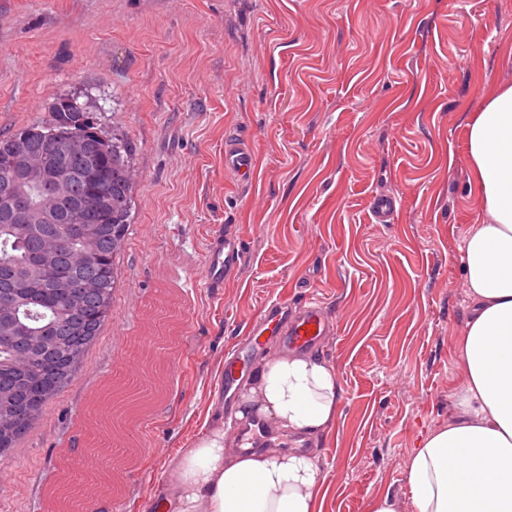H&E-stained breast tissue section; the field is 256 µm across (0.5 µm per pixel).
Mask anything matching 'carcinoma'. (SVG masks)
<instances>
[{
    "label": "carcinoma",
    "mask_w": 512,
    "mask_h": 512,
    "mask_svg": "<svg viewBox=\"0 0 512 512\" xmlns=\"http://www.w3.org/2000/svg\"><path fill=\"white\" fill-rule=\"evenodd\" d=\"M73 112L54 113L51 129L79 138V154L68 159L70 177L58 185L30 181L13 183L11 148L15 135L0 137V197L16 195L18 203L30 209L53 213L49 224H21L0 208V288L21 281L20 315L32 336H47L53 342L50 360L23 361L17 350L0 346V446L10 454L22 436L39 420L44 407L75 379L85 354L98 338L112 314L117 282V258L131 224L133 175L131 151L123 136L83 134ZM31 149L50 165L61 156L57 144L47 138L48 129L27 126ZM98 164L106 174L103 193L88 194L79 171ZM94 213L100 205H112L109 224L91 221L82 232L60 236V253L54 268L35 265V255L48 238L61 232L63 218L74 205ZM95 276L106 283L97 299L86 300L80 310L69 308L81 278Z\"/></svg>",
    "instance_id": "cac0c4a2"
}]
</instances>
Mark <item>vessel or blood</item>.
<instances>
[{
    "label": "vessel or blood",
    "instance_id": "1",
    "mask_svg": "<svg viewBox=\"0 0 512 512\" xmlns=\"http://www.w3.org/2000/svg\"><path fill=\"white\" fill-rule=\"evenodd\" d=\"M252 149L247 142L233 140L224 146V167L236 179L249 178L252 172ZM243 257L239 238L230 232L218 229L211 235L203 282L205 287L219 289L225 279L238 271ZM330 320L316 299L308 298L297 310H289L287 300H280L264 308L246 336L236 345L232 355L224 363V384L233 387L247 374L245 361L262 349L269 337H276L282 349L308 351L314 349L324 336L330 334ZM238 445L262 448L269 445L275 431L265 421H254L246 426L239 422L229 426Z\"/></svg>",
    "mask_w": 512,
    "mask_h": 512
}]
</instances>
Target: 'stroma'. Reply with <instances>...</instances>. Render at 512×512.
<instances>
[{
    "mask_svg": "<svg viewBox=\"0 0 512 512\" xmlns=\"http://www.w3.org/2000/svg\"><path fill=\"white\" fill-rule=\"evenodd\" d=\"M503 85L512 0H0V137L73 96L135 170L112 316L0 461V512H54L47 488L95 469L117 434L133 460L105 470L91 507L147 512L164 468L219 420L227 349L267 304L309 296L334 322L317 353L342 389L330 434L307 444L318 512L404 495L461 374V246L482 221L466 122ZM237 135L254 152L246 184L224 170ZM379 194L391 223L373 217ZM219 225L244 254L216 292L202 281ZM126 382L147 406L86 430L92 399Z\"/></svg>",
    "mask_w": 512,
    "mask_h": 512,
    "instance_id": "stroma-1",
    "label": "stroma"
}]
</instances>
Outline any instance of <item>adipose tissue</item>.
<instances>
[{
  "label": "adipose tissue",
  "instance_id": "1",
  "mask_svg": "<svg viewBox=\"0 0 512 512\" xmlns=\"http://www.w3.org/2000/svg\"><path fill=\"white\" fill-rule=\"evenodd\" d=\"M471 191L485 221L463 242L469 313L457 341L460 386L448 423L411 450L408 499L384 493L368 512H512V85L467 124ZM336 368L308 353L265 361L240 396V420L259 415L284 435L318 439L339 414ZM156 512H317L323 482L313 456L274 444L236 446L207 431L163 474Z\"/></svg>",
  "mask_w": 512,
  "mask_h": 512
}]
</instances>
